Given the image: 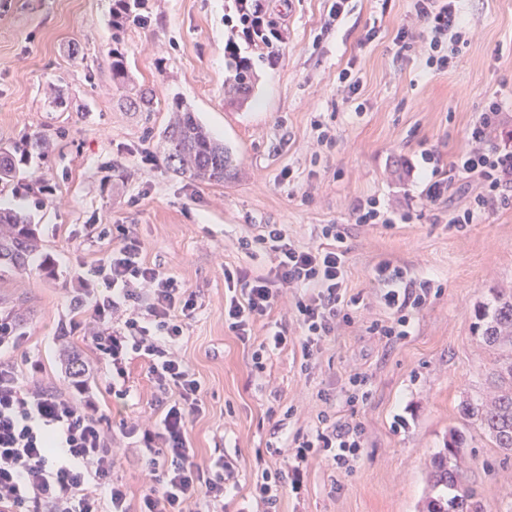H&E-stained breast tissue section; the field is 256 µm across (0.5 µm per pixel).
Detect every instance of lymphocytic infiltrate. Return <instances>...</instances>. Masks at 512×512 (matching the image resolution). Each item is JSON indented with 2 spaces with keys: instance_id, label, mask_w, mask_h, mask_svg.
Instances as JSON below:
<instances>
[{
  "instance_id": "1",
  "label": "lymphocytic infiltrate",
  "mask_w": 512,
  "mask_h": 512,
  "mask_svg": "<svg viewBox=\"0 0 512 512\" xmlns=\"http://www.w3.org/2000/svg\"><path fill=\"white\" fill-rule=\"evenodd\" d=\"M458 0H415L420 32L399 29L393 43L408 51L422 41L426 63L447 70L453 57L449 43L463 38ZM236 28L250 45L277 49L287 40L285 25L270 20L265 0H234ZM502 144L487 147L490 137ZM468 148L448 164L449 177L429 181L424 196L437 203L453 179H477L482 190L468 208L452 216L456 226L473 223L494 208L512 205V123L498 98H489L468 131ZM89 234L112 236L109 254L97 260L89 274L78 275L71 302L90 310L88 323L72 322L83 330L101 359L112 368L110 390L127 397V365L142 359L162 394L158 421L123 425L124 438L133 440L145 462L147 489L138 512H206L222 502L224 487L233 477L231 463L212 474L201 465L188 439L191 417L202 411L201 385L178 352L188 320L199 304L183 281L150 265L136 229L130 224H91ZM324 242L306 247L292 240L283 225L264 224L242 239L244 249L273 254L269 270L225 269L224 280L237 289L224 306V320L242 342H253L257 323L272 312L285 290L298 291L296 321L302 331L296 345L303 362H310L334 336L340 323L350 322L349 310L360 299L348 295L343 225L327 224ZM375 278L382 289L379 304L393 320L376 325L380 336L407 333L410 313L421 308L429 293L427 282L407 278L390 262H380ZM85 366L73 358L63 389L24 390L15 367L0 365V512H131L125 485L112 477L119 460L118 445L102 426L97 401L88 391ZM321 425L298 441L283 467L259 462L253 495L275 506L285 484L299 485L303 465L313 455L330 457L340 467L357 458L364 445L360 425L321 414Z\"/></svg>"
}]
</instances>
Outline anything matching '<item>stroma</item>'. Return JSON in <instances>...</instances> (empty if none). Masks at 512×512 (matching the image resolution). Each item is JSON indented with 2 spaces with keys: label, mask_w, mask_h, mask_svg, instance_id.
<instances>
[{
  "label": "stroma",
  "mask_w": 512,
  "mask_h": 512,
  "mask_svg": "<svg viewBox=\"0 0 512 512\" xmlns=\"http://www.w3.org/2000/svg\"><path fill=\"white\" fill-rule=\"evenodd\" d=\"M332 4L292 0L288 42L272 60L237 37L227 21L233 0H149L147 24L121 29L112 24L113 0H0V144L42 133L55 145L49 162L32 155L25 164L52 186L50 201L33 192L15 200L53 270L0 273V313L21 334L0 351V364L16 366L30 388L55 389L66 353H80L109 434L120 436L126 421L159 418L142 360L129 367L128 397L115 398L109 366L82 332L70 330L77 273L113 247L112 238L88 236L87 225H135L147 261L198 296L201 309L180 343L203 394L189 438L204 464H236L223 512H266L252 496L257 452L312 433L323 411L361 423L364 446L348 470L309 458L302 484L283 488L276 512H417L431 457L449 428L462 426L460 402L485 389L496 357L475 337L474 309L512 291V208L452 226L479 182H456L433 205L422 194L431 171L420 165L427 150L447 168L490 96L512 116V0H460L468 42L441 73L427 67L421 45L396 56L397 30L417 27L413 0H345L334 21ZM372 28L378 36L369 42ZM112 47L125 52L136 83L156 90L154 112L123 107L105 57ZM232 51L257 75L252 100L240 109L224 99ZM345 68L359 82L352 97L336 81ZM176 99L230 151L235 173L224 184L167 170L159 134ZM323 131L331 141L321 146ZM409 162L417 166L411 177ZM285 170L291 181L281 180ZM367 197L410 220L356 225L352 208ZM261 224L286 225L303 246L318 245L327 224L349 231L347 293L362 301L306 368L288 345L256 371L251 346L224 322L223 267L260 271L273 263L264 251L240 247ZM385 260L431 284L408 336L391 342L371 329L391 320L374 276ZM353 369L365 373L369 391L355 404L348 401ZM467 436L469 479L485 512H506L512 459L479 430Z\"/></svg>",
  "instance_id": "35a3bbf8"
}]
</instances>
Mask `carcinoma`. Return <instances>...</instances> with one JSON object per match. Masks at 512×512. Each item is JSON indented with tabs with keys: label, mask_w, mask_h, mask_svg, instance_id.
Returning a JSON list of instances; mask_svg holds the SVG:
<instances>
[{
	"label": "carcinoma",
	"mask_w": 512,
	"mask_h": 512,
	"mask_svg": "<svg viewBox=\"0 0 512 512\" xmlns=\"http://www.w3.org/2000/svg\"><path fill=\"white\" fill-rule=\"evenodd\" d=\"M112 83L126 93V104L136 112L154 111L155 90L127 87V57L117 48L107 52ZM230 75L224 81V93L239 105L250 97L255 76L244 62L229 64ZM163 155L168 168L194 181L222 184L231 176V157L224 143L214 139L194 113L177 107L161 133ZM47 159L50 139L33 134L14 148L0 147V187L13 191L24 187L44 194L49 189L41 178L31 174L20 177V161L28 149ZM38 251L34 224L22 211L0 201V268L23 272ZM477 339L498 351L488 373L486 390L468 396L460 404L465 425L476 426L481 434L507 458L512 457V292L501 293L492 312L478 311ZM465 432L453 427L443 451L433 457L428 472L423 507L420 512H484L481 500L468 481L469 461Z\"/></svg>",
	"instance_id": "1"
}]
</instances>
